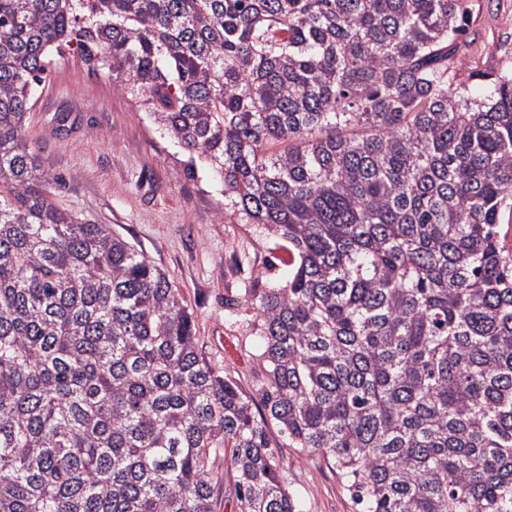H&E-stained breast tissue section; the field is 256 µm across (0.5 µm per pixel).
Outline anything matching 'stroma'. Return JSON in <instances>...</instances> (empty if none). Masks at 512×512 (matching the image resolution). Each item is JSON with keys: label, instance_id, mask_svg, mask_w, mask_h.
Segmentation results:
<instances>
[{"label": "stroma", "instance_id": "stroma-1", "mask_svg": "<svg viewBox=\"0 0 512 512\" xmlns=\"http://www.w3.org/2000/svg\"><path fill=\"white\" fill-rule=\"evenodd\" d=\"M462 74L473 89L512 68V0H466ZM29 145L62 182L59 204L109 225L163 269L196 317L199 345L242 389L258 387L261 341L224 302L284 278L281 252L261 225L223 216V186L137 101L79 55L55 58L27 118ZM284 475L301 512H355L322 458L284 447Z\"/></svg>", "mask_w": 512, "mask_h": 512}]
</instances>
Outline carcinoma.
I'll use <instances>...</instances> for the list:
<instances>
[{
	"mask_svg": "<svg viewBox=\"0 0 512 512\" xmlns=\"http://www.w3.org/2000/svg\"><path fill=\"white\" fill-rule=\"evenodd\" d=\"M463 11L0 0V512H297L283 438L361 512H512V70L470 88ZM73 48L285 253L244 289L257 394L164 270L54 200L26 121Z\"/></svg>",
	"mask_w": 512,
	"mask_h": 512,
	"instance_id": "1",
	"label": "carcinoma"
}]
</instances>
